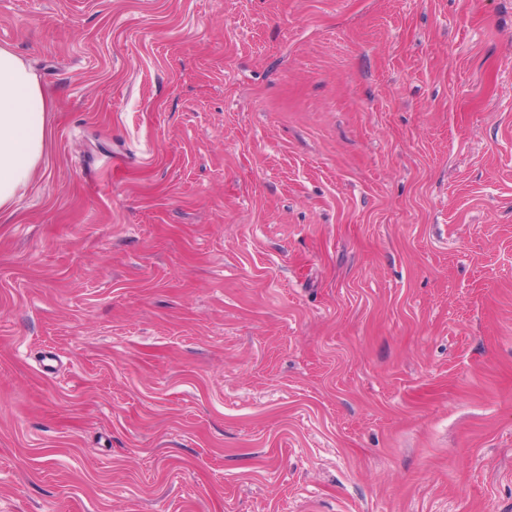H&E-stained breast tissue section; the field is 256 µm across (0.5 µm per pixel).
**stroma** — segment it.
<instances>
[{
    "instance_id": "35a3bbf8",
    "label": "stroma",
    "mask_w": 512,
    "mask_h": 512,
    "mask_svg": "<svg viewBox=\"0 0 512 512\" xmlns=\"http://www.w3.org/2000/svg\"><path fill=\"white\" fill-rule=\"evenodd\" d=\"M51 102L0 215V512H512V0H0Z\"/></svg>"
}]
</instances>
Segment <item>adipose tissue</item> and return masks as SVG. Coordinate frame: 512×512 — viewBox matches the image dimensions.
Segmentation results:
<instances>
[{
    "instance_id": "obj_1",
    "label": "adipose tissue",
    "mask_w": 512,
    "mask_h": 512,
    "mask_svg": "<svg viewBox=\"0 0 512 512\" xmlns=\"http://www.w3.org/2000/svg\"><path fill=\"white\" fill-rule=\"evenodd\" d=\"M50 101L36 75L0 47V210L33 179L44 159Z\"/></svg>"
}]
</instances>
